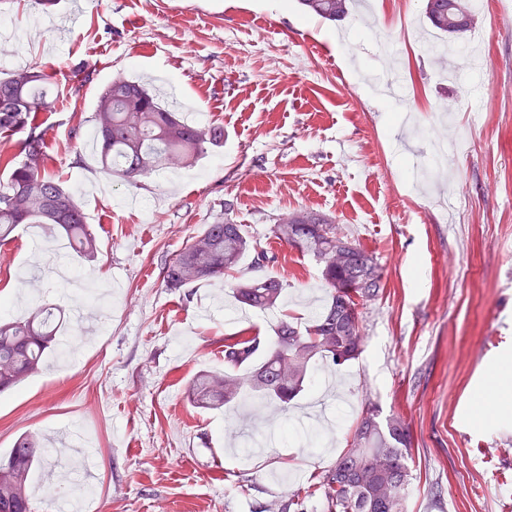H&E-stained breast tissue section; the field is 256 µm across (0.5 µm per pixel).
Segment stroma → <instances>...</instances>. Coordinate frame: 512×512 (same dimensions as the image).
Wrapping results in <instances>:
<instances>
[{
  "label": "stroma",
  "mask_w": 512,
  "mask_h": 512,
  "mask_svg": "<svg viewBox=\"0 0 512 512\" xmlns=\"http://www.w3.org/2000/svg\"><path fill=\"white\" fill-rule=\"evenodd\" d=\"M329 22L297 0H0L13 65L42 69L62 98L36 113L48 169L81 195L96 259L63 254L79 288L40 262L59 232L0 236L10 316L62 309L59 350L0 394V456L25 432L81 425L95 512H323L311 492L365 403L402 414L415 445L407 512H512V412L474 419L486 371L512 362V0H483L460 39L431 27L424 0H368ZM146 84L189 121L224 129L195 165L129 185L92 147L97 97L113 77ZM332 217L374 253L384 291L363 308L358 360L318 369L295 410L196 408L199 373L224 368L227 339L304 323L323 300L319 265L271 234L299 209ZM231 217L277 256L283 308H241L230 287L166 288L165 259ZM110 291L106 313L80 289Z\"/></svg>",
  "instance_id": "stroma-1"
}]
</instances>
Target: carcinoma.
<instances>
[{
	"instance_id": "carcinoma-1",
	"label": "carcinoma",
	"mask_w": 512,
	"mask_h": 512,
	"mask_svg": "<svg viewBox=\"0 0 512 512\" xmlns=\"http://www.w3.org/2000/svg\"><path fill=\"white\" fill-rule=\"evenodd\" d=\"M299 4L310 14L336 22L349 16L353 0H299ZM425 14L434 28L448 35L466 33L473 22L468 0H425ZM56 99L47 75L35 67L0 78V133L27 131L20 161L0 155V169L7 170L6 183L0 185V228L52 226L90 259L99 251L98 240L86 224L78 198L48 172L45 131L33 122L34 113L52 108ZM92 123L101 142L102 168L130 185L175 162L192 166L209 147L224 141V129L185 122L146 87L122 77L100 93ZM290 217V223L276 224L272 232L318 262L324 306L304 327L282 319L267 340L240 337L224 344V372L201 375L190 389L191 401L224 406L251 397L286 411L317 366L341 367L360 356V308L379 296L381 267L372 252L325 215L298 210ZM247 256L256 275L236 279L233 294L252 308H278L285 285L264 273L276 262V255L228 217L191 236L166 260L163 279L166 287L175 289L202 281L222 283ZM59 311L44 307L24 319L0 316V392L40 373L45 351L58 343ZM413 446L404 416L395 412L384 416L378 405H365L347 448L318 486L325 512H405ZM42 448V437L24 433L0 459V512H31L29 476L40 464Z\"/></svg>"
}]
</instances>
